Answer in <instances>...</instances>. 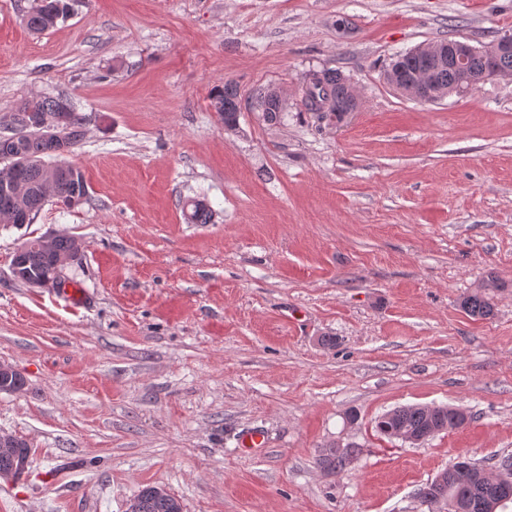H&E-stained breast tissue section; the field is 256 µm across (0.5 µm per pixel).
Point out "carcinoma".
I'll list each match as a JSON object with an SVG mask.
<instances>
[{"mask_svg": "<svg viewBox=\"0 0 512 512\" xmlns=\"http://www.w3.org/2000/svg\"><path fill=\"white\" fill-rule=\"evenodd\" d=\"M73 11V0H29V7L24 15L27 28L40 34L54 28L58 22L66 20ZM417 68V59L408 52L401 53L384 70V78L399 73L410 77ZM470 77L481 84L495 77L512 75V55L508 57L488 58L477 55L470 63ZM303 85L309 88L308 99L304 106L308 112H316L314 103L326 97L336 101L341 108L339 112H327L325 116L337 122L343 120V110L357 107L353 95V85L338 69L323 68L306 74ZM257 109L262 120L268 125L281 122L285 108L280 104L277 93L271 89L257 92L255 97ZM212 105L224 117V126L234 128L238 124L240 114V92L236 83L224 82V87L216 90ZM43 112L54 115L66 113V136L70 146L81 140L89 116L79 112L65 98L33 95L20 103L12 115V124L17 129L19 138L17 148L22 150L28 161L14 173V178L27 187L28 194L23 197H8L0 191V224H16L23 215H35L49 199L66 206L72 200H87L88 190L82 172L76 167L65 171H49L51 163L45 161L49 156L47 146L39 134L26 129L22 125V113ZM74 247L71 236H60L50 252L39 245V240L29 241V249L19 256V262L29 274L41 277L54 271L55 257L70 252ZM500 287L495 276L489 275L483 282L461 301L462 309L471 317L486 319L494 315L495 303L493 289ZM469 416L463 410L449 405L434 406H402L388 411L376 421L377 431L388 437L395 438L397 431L404 430L413 434H424L431 428L447 432L464 427ZM320 466L333 473L342 472L349 460L336 453V447L326 448L319 455ZM483 467L471 463L468 473L459 475L448 473V482L443 485L435 482L425 484L418 491L421 499L428 500L445 495L448 500L460 499L468 504V512H497L500 507L496 495V485L483 478ZM138 512H182L179 501L174 497H160L154 487L143 488L136 496Z\"/></svg>", "mask_w": 512, "mask_h": 512, "instance_id": "obj_1", "label": "carcinoma"}]
</instances>
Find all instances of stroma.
<instances>
[{
  "label": "stroma",
  "mask_w": 512,
  "mask_h": 512,
  "mask_svg": "<svg viewBox=\"0 0 512 512\" xmlns=\"http://www.w3.org/2000/svg\"><path fill=\"white\" fill-rule=\"evenodd\" d=\"M28 5L0 0V136L36 94L90 114L64 157L88 200L0 224V361L27 380L0 430L33 453L0 512H125L148 485L184 512H429L419 488L458 459L512 457V76L431 103L382 76L421 44L487 45L512 0H76L39 35ZM322 67L359 97L337 128L301 101ZM228 81L233 132L212 105ZM47 235L83 243L67 288L12 274ZM489 274L495 313L472 318ZM439 404L468 424L418 445L375 429ZM333 445L358 449L338 474L316 463ZM272 90L274 89L268 88L266 90H260L257 92L255 97L256 107L261 112L262 120L267 125L280 124L285 112L284 106H286L287 103L281 92L278 91L279 98L281 99L280 101L276 93L277 90H274V93H271ZM280 102L284 106L281 105ZM500 288L495 276L489 275L470 294L465 296L460 305L471 317L486 319L494 315L495 303L493 289Z\"/></svg>",
  "instance_id": "obj_1"
}]
</instances>
